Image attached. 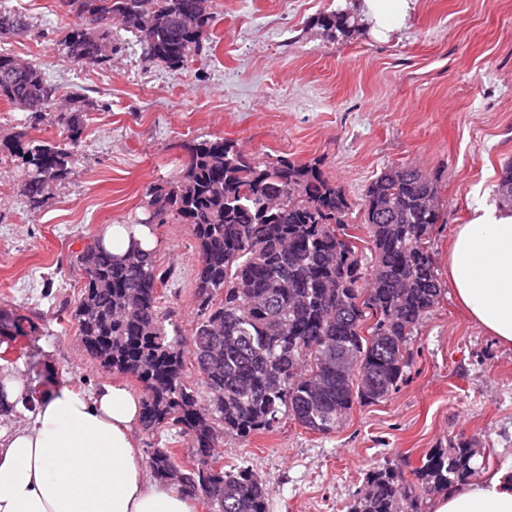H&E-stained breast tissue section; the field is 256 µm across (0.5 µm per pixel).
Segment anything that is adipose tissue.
I'll return each mask as SVG.
<instances>
[{
	"instance_id": "obj_1",
	"label": "adipose tissue",
	"mask_w": 512,
	"mask_h": 512,
	"mask_svg": "<svg viewBox=\"0 0 512 512\" xmlns=\"http://www.w3.org/2000/svg\"><path fill=\"white\" fill-rule=\"evenodd\" d=\"M104 247H154L145 224H111ZM448 279L471 319L512 346V211L478 204L456 225ZM142 399L121 384L87 394L61 384L26 427L0 433V512H194L187 494L153 481L136 442ZM433 512H512V468L448 490Z\"/></svg>"
}]
</instances>
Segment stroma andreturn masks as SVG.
<instances>
[{
    "instance_id": "obj_1",
    "label": "stroma",
    "mask_w": 512,
    "mask_h": 512,
    "mask_svg": "<svg viewBox=\"0 0 512 512\" xmlns=\"http://www.w3.org/2000/svg\"><path fill=\"white\" fill-rule=\"evenodd\" d=\"M29 15L33 30L0 45L93 106L76 174L30 209L17 165L0 164V314L22 321L21 357L0 359L42 393L58 383L88 392L135 378L83 352L71 314L84 275L76 256L109 224L147 216L148 186L171 179L196 138L236 140L262 161L322 160L352 206L348 231L369 247L362 204L386 168L410 165L437 177L444 222L431 238L440 279L448 244L476 203L495 204L512 159V0H413L403 25L378 34L362 0H214L210 41L188 69L144 60L140 46L109 66H78L57 44L69 18L56 0H0ZM359 15L351 39L329 37L320 14ZM155 256L169 271L160 305L190 337L197 242L189 225L158 224ZM411 363L382 401L355 405L334 433L282 418L272 431L219 436L227 468L263 481L269 512H348L373 471L476 441L481 473L512 467V348L474 325L443 287L417 326Z\"/></svg>"
}]
</instances>
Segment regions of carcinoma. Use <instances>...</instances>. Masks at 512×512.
<instances>
[{"label": "carcinoma", "instance_id": "cac0c4a2", "mask_svg": "<svg viewBox=\"0 0 512 512\" xmlns=\"http://www.w3.org/2000/svg\"><path fill=\"white\" fill-rule=\"evenodd\" d=\"M73 18L59 51L76 65L103 67L131 34L144 59L187 69L216 20L212 0H60ZM331 37L357 31L345 11L322 14ZM30 18L0 8V42L30 31ZM0 100L28 113L34 129L61 128L59 142L19 132L0 142V160H21L20 191L42 206L75 174L89 101L60 100L58 87L36 65L0 52ZM182 170L148 188L147 224H187L200 258L191 335L202 389L186 380L180 331L160 306L164 273L152 251L120 257L95 239L77 256L85 283L72 313L83 350L102 367L142 383V424L175 427L192 436L196 466L181 470L171 448L148 451L153 475L175 479L212 512H268L261 480L247 467H214L220 434L270 431L288 416L330 434L358 402L398 389L410 365L409 340L439 302L441 285L430 251L444 223L437 179L413 167H390L368 186L363 220L370 256L346 233L350 204L325 177L321 161L281 157L259 162L236 141L196 140ZM512 208V161L495 186ZM475 444L461 440L425 453L404 471L393 464L367 479L349 512H419L416 489L427 493L463 483L476 472Z\"/></svg>", "mask_w": 512, "mask_h": 512}]
</instances>
